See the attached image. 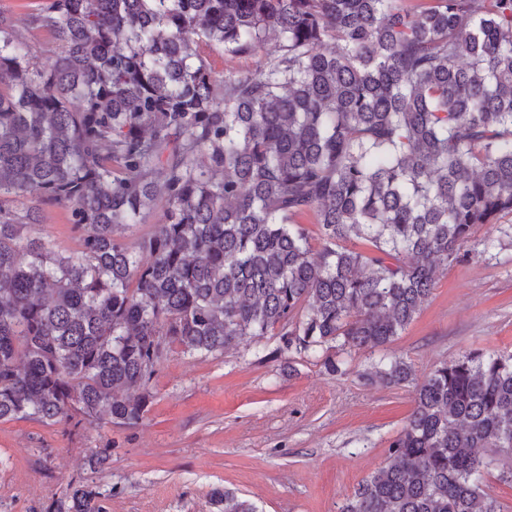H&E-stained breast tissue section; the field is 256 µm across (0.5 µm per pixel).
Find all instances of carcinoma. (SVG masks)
Segmentation results:
<instances>
[{
  "label": "carcinoma",
  "mask_w": 512,
  "mask_h": 512,
  "mask_svg": "<svg viewBox=\"0 0 512 512\" xmlns=\"http://www.w3.org/2000/svg\"><path fill=\"white\" fill-rule=\"evenodd\" d=\"M270 40L252 72L208 61ZM47 208L77 252L27 234ZM509 213L512 0H30L21 27L0 7V419L136 425L174 345L278 336L333 376L377 350L366 379L412 386L413 408L340 512H500L484 475L512 456V355L418 380L384 350ZM100 497L79 482L49 512Z\"/></svg>",
  "instance_id": "1"
}]
</instances>
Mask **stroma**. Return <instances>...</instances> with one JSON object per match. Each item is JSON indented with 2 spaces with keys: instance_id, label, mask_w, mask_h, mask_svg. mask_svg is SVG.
<instances>
[{
  "instance_id": "obj_1",
  "label": "stroma",
  "mask_w": 512,
  "mask_h": 512,
  "mask_svg": "<svg viewBox=\"0 0 512 512\" xmlns=\"http://www.w3.org/2000/svg\"><path fill=\"white\" fill-rule=\"evenodd\" d=\"M467 248L390 346L417 375L472 350L512 354V215L478 226ZM279 344L216 357L173 347L133 427L0 420V512H45L77 481L101 488L104 512H218L211 492L224 487L257 512H339L406 425L411 390L364 381L373 354L332 376ZM105 446L107 464L92 468Z\"/></svg>"
}]
</instances>
